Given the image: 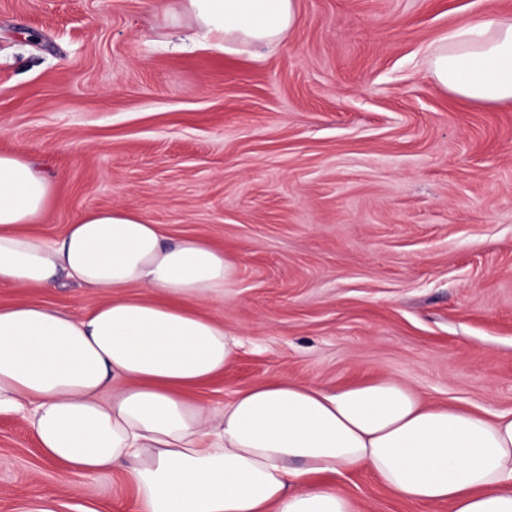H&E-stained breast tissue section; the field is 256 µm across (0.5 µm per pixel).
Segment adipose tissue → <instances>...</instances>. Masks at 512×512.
<instances>
[{"label":"adipose tissue","instance_id":"adipose-tissue-1","mask_svg":"<svg viewBox=\"0 0 512 512\" xmlns=\"http://www.w3.org/2000/svg\"><path fill=\"white\" fill-rule=\"evenodd\" d=\"M174 16L214 48L270 46L293 28L296 0H178ZM430 70L468 102H512V17L456 30ZM52 193L25 158L0 154V284L107 293L82 317L0 307V414L26 423L46 462L82 478L121 468L138 512H358L326 478L361 468L408 502L512 512V411L431 404L395 380L328 390L284 378L217 409L188 400L241 345L196 308L223 299L234 262L202 238L168 243L121 207L42 238L33 227Z\"/></svg>","mask_w":512,"mask_h":512}]
</instances>
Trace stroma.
<instances>
[{"mask_svg": "<svg viewBox=\"0 0 512 512\" xmlns=\"http://www.w3.org/2000/svg\"><path fill=\"white\" fill-rule=\"evenodd\" d=\"M274 47L171 44L176 0H0V153L54 185L36 230L123 206L236 268L198 310L240 337L191 389L218 408L289 378L377 379L512 410V102L455 99L429 71L448 34L512 0H297ZM102 291L0 286L82 316ZM360 512H448L336 477ZM0 512H137L115 469L71 485L0 414Z\"/></svg>", "mask_w": 512, "mask_h": 512, "instance_id": "stroma-1", "label": "stroma"}]
</instances>
